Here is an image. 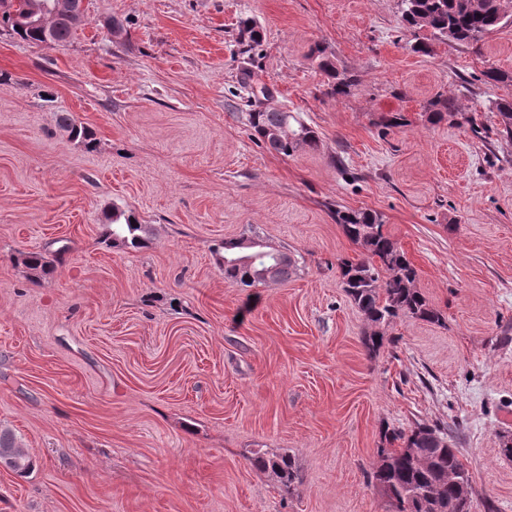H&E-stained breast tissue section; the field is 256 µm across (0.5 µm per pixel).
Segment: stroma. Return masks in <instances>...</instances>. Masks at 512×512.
<instances>
[{
    "label": "stroma",
    "mask_w": 512,
    "mask_h": 512,
    "mask_svg": "<svg viewBox=\"0 0 512 512\" xmlns=\"http://www.w3.org/2000/svg\"><path fill=\"white\" fill-rule=\"evenodd\" d=\"M85 8L62 46L0 26V427L35 463L0 466V512H393L368 476L384 428L416 421L447 426L472 512H512V141L492 108L512 83L483 77L512 74V26L421 55L401 0ZM245 17L263 32L251 50ZM316 46L352 76L344 94ZM248 72L316 150L255 142ZM439 91L463 116L427 121ZM389 112L405 126L381 131ZM339 207L383 215L444 325L393 322L368 352ZM115 208L152 225L149 247L113 244ZM252 232L295 253L288 281H225L215 245ZM59 249L53 275L21 262ZM254 449L293 456L290 495ZM56 123L58 127L67 133L68 137L73 140H78L84 144L87 149H92L94 146V134L86 126L78 125L67 112H60L56 115Z\"/></svg>",
    "instance_id": "35a3bbf8"
}]
</instances>
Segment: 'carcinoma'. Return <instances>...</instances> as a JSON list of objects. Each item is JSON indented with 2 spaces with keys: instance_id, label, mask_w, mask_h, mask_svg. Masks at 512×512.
<instances>
[{
  "instance_id": "obj_1",
  "label": "carcinoma",
  "mask_w": 512,
  "mask_h": 512,
  "mask_svg": "<svg viewBox=\"0 0 512 512\" xmlns=\"http://www.w3.org/2000/svg\"><path fill=\"white\" fill-rule=\"evenodd\" d=\"M39 0H0V23L13 35L30 44L61 46L68 43L78 24L65 13L53 15L47 27L28 22L27 13ZM404 26L426 30L432 38L472 45L506 25H512V0H401ZM241 34L249 46L260 43L257 22L246 17L239 21ZM319 67L331 79V93L340 94L351 79L340 76L328 58L317 55ZM500 117L497 134L512 140V101L495 105ZM427 120L436 125L448 115L461 113L456 100L436 93L425 105ZM58 127L68 137L88 149L94 146L93 132L76 124L67 112L56 114ZM248 125L254 139L268 151L290 157L299 151L318 147L319 136L309 125L288 111L257 107L248 112ZM134 215L114 210L105 214L112 225V243L128 248L149 246L145 224L131 222ZM336 223L359 249L357 257L342 259L340 276L346 295L374 327L396 319H409L442 325L443 314L433 308L415 288L418 272L406 252L383 230L382 215L371 209L339 208ZM224 280L251 287L285 282L297 269V259L286 247L275 248L258 236L225 239L214 248ZM24 265L37 278L55 270L57 259L41 253L23 257ZM389 448L378 451V462L370 473V483L395 506V512H471V476L451 443L448 428L417 422L413 426L385 432ZM401 446L394 448L392 444ZM249 461L260 471L272 474L282 495L291 494L301 474L294 459L286 453L251 452ZM0 465L19 476L33 468L32 458L14 435L0 430Z\"/></svg>"
}]
</instances>
